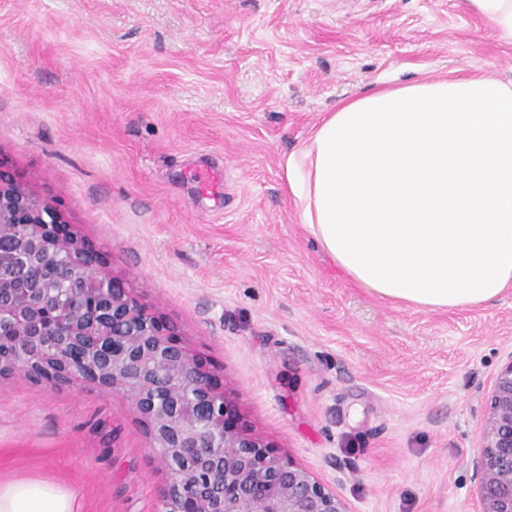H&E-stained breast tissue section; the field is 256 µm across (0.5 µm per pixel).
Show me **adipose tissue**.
<instances>
[{
    "label": "adipose tissue",
    "instance_id": "ef3b65f1",
    "mask_svg": "<svg viewBox=\"0 0 512 512\" xmlns=\"http://www.w3.org/2000/svg\"><path fill=\"white\" fill-rule=\"evenodd\" d=\"M284 177L300 223L350 279L419 309L512 288V82L418 79L327 113ZM0 512H81L73 491L0 481Z\"/></svg>",
    "mask_w": 512,
    "mask_h": 512
}]
</instances>
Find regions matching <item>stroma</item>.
<instances>
[{
  "mask_svg": "<svg viewBox=\"0 0 512 512\" xmlns=\"http://www.w3.org/2000/svg\"><path fill=\"white\" fill-rule=\"evenodd\" d=\"M479 74L512 80V44L463 0H0V162L207 360L239 426L352 512H476L512 288L451 310L373 295L300 223L281 163L341 102ZM20 478L157 512L165 471L123 394L16 374L0 479Z\"/></svg>",
  "mask_w": 512,
  "mask_h": 512,
  "instance_id": "1",
  "label": "stroma"
}]
</instances>
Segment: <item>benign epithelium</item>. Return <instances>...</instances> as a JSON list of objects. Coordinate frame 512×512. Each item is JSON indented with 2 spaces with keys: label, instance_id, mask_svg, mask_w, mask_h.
Returning <instances> with one entry per match:
<instances>
[{
  "label": "benign epithelium",
  "instance_id": "benign-epithelium-1",
  "mask_svg": "<svg viewBox=\"0 0 512 512\" xmlns=\"http://www.w3.org/2000/svg\"><path fill=\"white\" fill-rule=\"evenodd\" d=\"M126 395L166 470L158 512H350L336 490L247 429L175 328L115 279L54 203L0 169V375ZM479 512H512V351L472 459Z\"/></svg>",
  "mask_w": 512,
  "mask_h": 512
}]
</instances>
